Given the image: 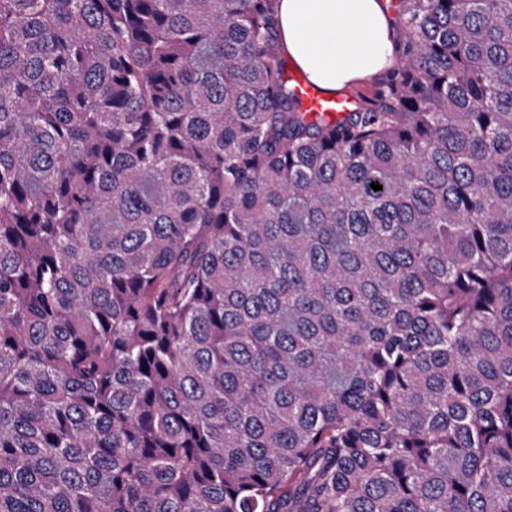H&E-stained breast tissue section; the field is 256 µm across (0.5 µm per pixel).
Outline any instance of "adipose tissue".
I'll return each mask as SVG.
<instances>
[{
  "instance_id": "1",
  "label": "adipose tissue",
  "mask_w": 512,
  "mask_h": 512,
  "mask_svg": "<svg viewBox=\"0 0 512 512\" xmlns=\"http://www.w3.org/2000/svg\"><path fill=\"white\" fill-rule=\"evenodd\" d=\"M388 0H280L281 46L308 80L332 96L376 79L390 64Z\"/></svg>"
}]
</instances>
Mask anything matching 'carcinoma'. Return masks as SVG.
Returning <instances> with one entry per match:
<instances>
[{
    "instance_id": "obj_1",
    "label": "carcinoma",
    "mask_w": 512,
    "mask_h": 512,
    "mask_svg": "<svg viewBox=\"0 0 512 512\" xmlns=\"http://www.w3.org/2000/svg\"><path fill=\"white\" fill-rule=\"evenodd\" d=\"M394 54L331 119L277 0H0V512H512V0Z\"/></svg>"
}]
</instances>
